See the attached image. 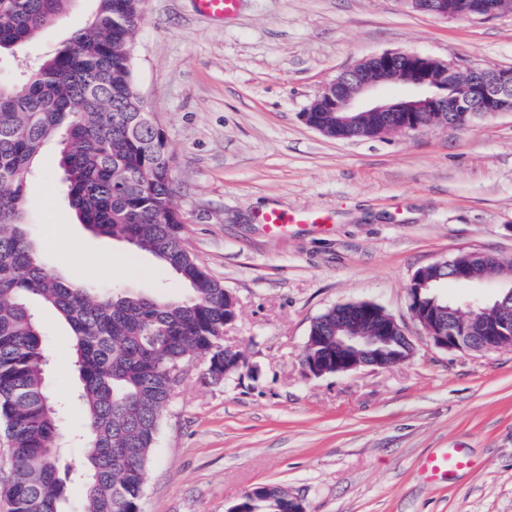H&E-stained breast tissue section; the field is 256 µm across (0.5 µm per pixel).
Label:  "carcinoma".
<instances>
[{
	"instance_id": "1",
	"label": "carcinoma",
	"mask_w": 512,
	"mask_h": 512,
	"mask_svg": "<svg viewBox=\"0 0 512 512\" xmlns=\"http://www.w3.org/2000/svg\"><path fill=\"white\" fill-rule=\"evenodd\" d=\"M146 0H98L90 23L23 79L0 82V426L11 478L10 512H66L61 416L47 391L49 353L36 300L71 330L85 409L81 512H138L162 416L170 368L201 361L224 372V327L236 303L184 242L165 136L144 126L131 95L135 36ZM71 0H0V51L29 41ZM57 140L69 201L92 233L151 253L186 286L180 299L78 287L46 268L25 222L26 180L42 144ZM507 278L485 256L475 267ZM336 328L332 307L311 324L316 347ZM285 512L282 490H254L239 512Z\"/></svg>"
}]
</instances>
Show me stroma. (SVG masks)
I'll list each match as a JSON object with an SVG mask.
<instances>
[{
    "instance_id": "1",
    "label": "stroma",
    "mask_w": 512,
    "mask_h": 512,
    "mask_svg": "<svg viewBox=\"0 0 512 512\" xmlns=\"http://www.w3.org/2000/svg\"><path fill=\"white\" fill-rule=\"evenodd\" d=\"M97 0L0 54V79L53 53ZM400 50L460 66L512 67V11L473 21L405 0H239L221 21L194 0H147L134 87L173 157L187 248L237 306L224 344L241 366L215 382L187 366L163 415L140 512H230L273 485L305 512H512V346L435 348L409 311L420 267L481 252L512 259V113L457 129L341 141L301 114L325 82L365 57ZM310 224L270 234L263 214ZM27 221L44 264L82 286L181 296L172 273L126 241L98 237L67 200L56 141L29 179ZM373 302L405 324L407 362L305 374L313 320ZM48 392L67 432L82 429L70 331L37 310ZM456 449L469 468L428 479Z\"/></svg>"
}]
</instances>
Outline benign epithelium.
Wrapping results in <instances>:
<instances>
[{
    "label": "benign epithelium",
    "mask_w": 512,
    "mask_h": 512,
    "mask_svg": "<svg viewBox=\"0 0 512 512\" xmlns=\"http://www.w3.org/2000/svg\"><path fill=\"white\" fill-rule=\"evenodd\" d=\"M421 13L438 18L474 20L501 12L500 0H408ZM328 112L331 124L315 121L313 113ZM512 112V68L486 69L458 65L417 53L386 50L372 54L326 82L302 113L310 128L337 140H355L356 132L369 115L382 114L378 138L442 125L443 113ZM445 268L465 288L494 279L476 276L449 260L418 269L408 288L409 310L429 341L437 348L456 351L491 352L505 346L512 336V290L499 283L493 317L477 326L457 320L462 310L481 308L483 301L469 294L450 301L439 295ZM379 305L371 302L342 304L336 312V353L317 355L303 361L306 374H340L360 367L393 364L387 346L395 342L412 356L414 346L405 328L388 317L382 335L369 336L362 326Z\"/></svg>",
    "instance_id": "obj_1"
}]
</instances>
